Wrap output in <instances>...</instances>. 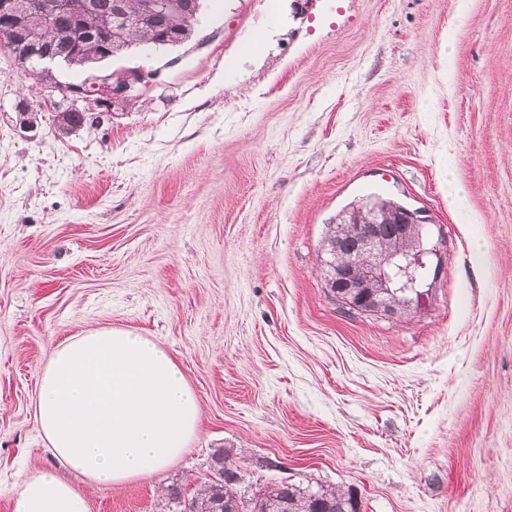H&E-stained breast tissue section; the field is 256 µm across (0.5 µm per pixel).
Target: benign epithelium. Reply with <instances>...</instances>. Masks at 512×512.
Segmentation results:
<instances>
[{
  "label": "benign epithelium",
  "mask_w": 512,
  "mask_h": 512,
  "mask_svg": "<svg viewBox=\"0 0 512 512\" xmlns=\"http://www.w3.org/2000/svg\"><path fill=\"white\" fill-rule=\"evenodd\" d=\"M78 3L74 0H53L43 7L36 0H0V34L14 39L10 23L19 14H39L42 26L54 29L59 38L51 45L36 33L23 34L27 43L26 57L40 61H56L66 53H76L80 46L96 38L94 32L73 21ZM157 77L152 72L129 69L119 74L91 73L76 84L62 88L71 105L94 100L99 104L125 100ZM392 210L380 208L373 200L344 210L338 222L348 226L347 237L336 233L326 241L329 269L326 284L337 304L351 312L394 315L398 307L420 302L424 292L418 289L415 277L423 258L438 256L437 246L424 248L423 231L428 219L420 211L399 202H391ZM393 226L395 232L409 239L412 245L398 251L381 244L383 230Z\"/></svg>",
  "instance_id": "obj_1"
}]
</instances>
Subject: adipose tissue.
<instances>
[{"mask_svg":"<svg viewBox=\"0 0 512 512\" xmlns=\"http://www.w3.org/2000/svg\"><path fill=\"white\" fill-rule=\"evenodd\" d=\"M36 416L53 457L89 480L122 485L176 461L200 401L156 342L87 330L56 346L38 379ZM14 512H89L82 491L46 468L23 481Z\"/></svg>","mask_w":512,"mask_h":512,"instance_id":"ef3b65f1","label":"adipose tissue"}]
</instances>
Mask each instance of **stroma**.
<instances>
[{"label": "stroma", "mask_w": 512, "mask_h": 512, "mask_svg": "<svg viewBox=\"0 0 512 512\" xmlns=\"http://www.w3.org/2000/svg\"><path fill=\"white\" fill-rule=\"evenodd\" d=\"M134 68L157 78L64 131L84 71L0 50V512L57 464L51 349L103 328L153 338L201 413L163 470L73 475L90 512H165L219 454L248 497L512 512V0H205L188 41L109 66ZM371 193L426 211L443 267L392 317L325 288L336 216Z\"/></svg>", "instance_id": "stroma-1"}]
</instances>
